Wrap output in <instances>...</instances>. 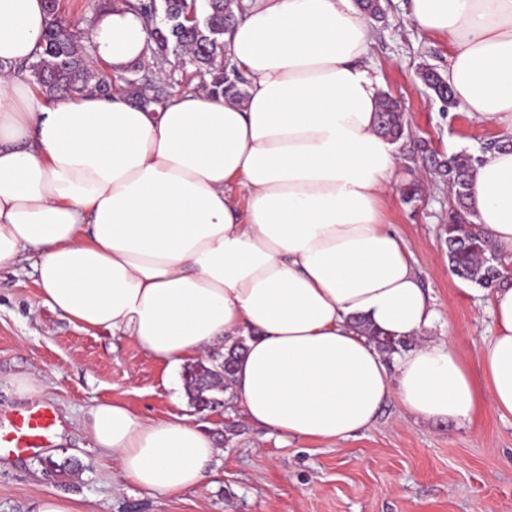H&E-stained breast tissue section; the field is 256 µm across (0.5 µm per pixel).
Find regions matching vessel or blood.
Masks as SVG:
<instances>
[{"mask_svg": "<svg viewBox=\"0 0 512 512\" xmlns=\"http://www.w3.org/2000/svg\"><path fill=\"white\" fill-rule=\"evenodd\" d=\"M60 425L56 410L37 403L0 424V451L16 456L43 453L52 447Z\"/></svg>", "mask_w": 512, "mask_h": 512, "instance_id": "vessel-or-blood-1", "label": "vessel or blood"}]
</instances>
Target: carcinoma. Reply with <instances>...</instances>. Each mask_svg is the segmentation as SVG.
I'll return each mask as SVG.
<instances>
[{"label":"carcinoma","mask_w":512,"mask_h":512,"mask_svg":"<svg viewBox=\"0 0 512 512\" xmlns=\"http://www.w3.org/2000/svg\"><path fill=\"white\" fill-rule=\"evenodd\" d=\"M44 2L48 21L41 36L42 51L25 65V70L46 98L52 100L87 91L108 96L123 91L143 108L166 104L169 95L148 87L147 80L137 76L135 68L120 73L94 69L78 40L77 30L63 17L59 0ZM121 6L150 22L148 41L153 65L158 70L165 71L171 61H177L180 78H174L172 71L168 74L175 84L187 89L194 83L213 96L231 100L244 96L246 81L224 59V35L236 22L231 0H121ZM424 80L442 103L455 106L448 86H435L433 72H427ZM377 129L393 141L404 136L400 103L388 94L379 98ZM483 161L482 156L461 151L449 154L443 163L453 189L448 214V263L458 278L492 288L506 280L507 275L485 236L468 219L471 175ZM357 324L364 327L365 334L386 354L409 345V341L373 330L361 320ZM244 351L245 344L240 340L225 348L222 358L214 357L208 365L193 366L190 376L194 380L186 382L191 402L197 404L206 396L215 398L224 392V381L232 375Z\"/></svg>","instance_id":"obj_1"}]
</instances>
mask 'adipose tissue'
<instances>
[{"mask_svg":"<svg viewBox=\"0 0 512 512\" xmlns=\"http://www.w3.org/2000/svg\"><path fill=\"white\" fill-rule=\"evenodd\" d=\"M226 38L243 100L203 91L163 109L126 94L44 103L15 75L35 60L44 0H0V268L37 254L43 305L86 330L134 338L176 366L244 341L229 384L248 419L336 444L389 398L427 421L486 404L512 417V287L489 289L496 332L477 391L381 201L400 164L376 129L371 30L353 0H243ZM446 36L442 78L466 112L512 135V0H410ZM115 72L150 61L146 23L120 9L82 30ZM470 220L512 261V146L471 179ZM414 340L395 365L356 326ZM95 446L149 492L211 473L213 440L185 417L144 421L102 402Z\"/></svg>","mask_w":512,"mask_h":512,"instance_id":"adipose-tissue-1","label":"adipose tissue"}]
</instances>
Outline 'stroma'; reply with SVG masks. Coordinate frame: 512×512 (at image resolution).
Instances as JSON below:
<instances>
[{"label": "stroma", "mask_w": 512, "mask_h": 512, "mask_svg": "<svg viewBox=\"0 0 512 512\" xmlns=\"http://www.w3.org/2000/svg\"><path fill=\"white\" fill-rule=\"evenodd\" d=\"M409 0H383V21H370L368 59L381 92L400 99L406 135L396 144L400 185L416 180L421 198L403 203L392 191L385 217L410 245L438 320L432 338H451L477 389H485L480 348L493 336L486 292L448 265L449 154L480 155L501 129L459 108H444L422 78L448 67V40L414 27ZM33 253L0 269V414L34 403L53 405L62 431L43 456L0 455V512H38L47 496L79 498L82 512H512V419L479 406L461 422L408 415L389 400L373 425L329 447L288 439L249 422L242 404L222 412L191 403L185 367L169 368L135 339L86 331L41 304ZM35 388L18 394L17 378ZM118 402L147 421L189 417L221 454L201 485L177 494L149 493L120 477L95 448L89 412ZM73 457L77 472H45L42 458Z\"/></svg>", "instance_id": "stroma-1"}]
</instances>
